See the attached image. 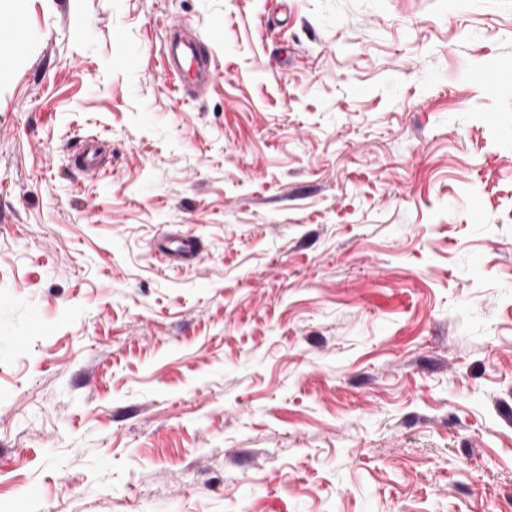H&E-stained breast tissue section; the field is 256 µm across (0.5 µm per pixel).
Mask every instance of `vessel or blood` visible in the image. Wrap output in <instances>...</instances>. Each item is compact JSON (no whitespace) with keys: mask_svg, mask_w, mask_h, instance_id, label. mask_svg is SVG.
Here are the masks:
<instances>
[{"mask_svg":"<svg viewBox=\"0 0 512 512\" xmlns=\"http://www.w3.org/2000/svg\"><path fill=\"white\" fill-rule=\"evenodd\" d=\"M170 35L165 43V57L175 90L196 95L215 81L218 68L214 57L196 36L179 34L178 22H168Z\"/></svg>","mask_w":512,"mask_h":512,"instance_id":"obj_1","label":"vessel or blood"}]
</instances>
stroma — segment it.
Segmentation results:
<instances>
[{"mask_svg": "<svg viewBox=\"0 0 512 512\" xmlns=\"http://www.w3.org/2000/svg\"><path fill=\"white\" fill-rule=\"evenodd\" d=\"M166 17L214 54L196 99ZM19 31L0 512H512V0H28Z\"/></svg>", "mask_w": 512, "mask_h": 512, "instance_id": "35a3bbf8", "label": "stroma"}]
</instances>
